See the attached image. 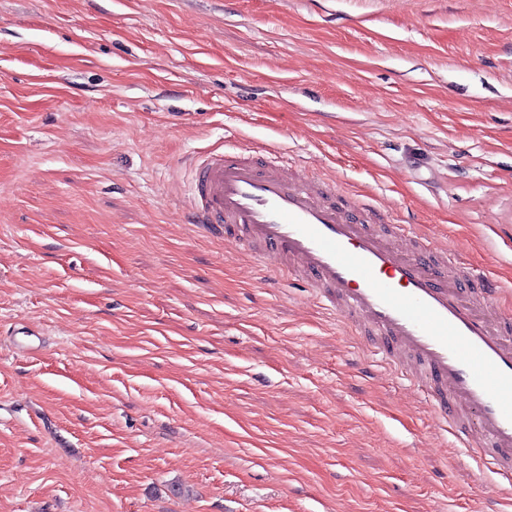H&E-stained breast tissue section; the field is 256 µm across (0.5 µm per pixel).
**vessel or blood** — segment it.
<instances>
[{
  "label": "vessel or blood",
  "instance_id": "b4317fda",
  "mask_svg": "<svg viewBox=\"0 0 512 512\" xmlns=\"http://www.w3.org/2000/svg\"><path fill=\"white\" fill-rule=\"evenodd\" d=\"M188 222L313 288L407 380L459 447L512 480V316L500 283L468 270L372 202L266 159L213 151L192 165Z\"/></svg>",
  "mask_w": 512,
  "mask_h": 512
}]
</instances>
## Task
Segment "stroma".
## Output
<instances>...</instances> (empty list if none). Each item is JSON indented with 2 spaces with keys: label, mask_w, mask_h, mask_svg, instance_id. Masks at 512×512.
Wrapping results in <instances>:
<instances>
[{
  "label": "stroma",
  "mask_w": 512,
  "mask_h": 512,
  "mask_svg": "<svg viewBox=\"0 0 512 512\" xmlns=\"http://www.w3.org/2000/svg\"><path fill=\"white\" fill-rule=\"evenodd\" d=\"M222 149L512 314V0H0V512H512L314 291L188 224Z\"/></svg>",
  "instance_id": "1"
}]
</instances>
